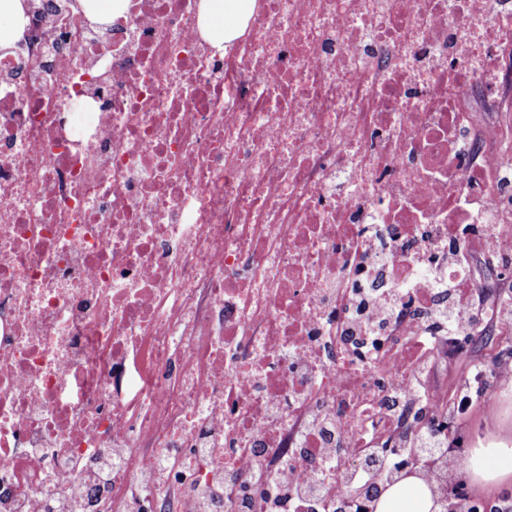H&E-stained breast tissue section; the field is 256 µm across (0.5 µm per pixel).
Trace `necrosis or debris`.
Returning a JSON list of instances; mask_svg holds the SVG:
<instances>
[{
    "mask_svg": "<svg viewBox=\"0 0 512 512\" xmlns=\"http://www.w3.org/2000/svg\"><path fill=\"white\" fill-rule=\"evenodd\" d=\"M25 2L35 39L0 56V512H351L347 474L448 433L423 401L371 423L428 325L411 302L365 332L374 276L447 271L485 224L512 253V0H256L223 49L201 0L108 24ZM286 463L335 470L251 476Z\"/></svg>",
    "mask_w": 512,
    "mask_h": 512,
    "instance_id": "necrosis-or-debris-1",
    "label": "necrosis or debris"
}]
</instances>
